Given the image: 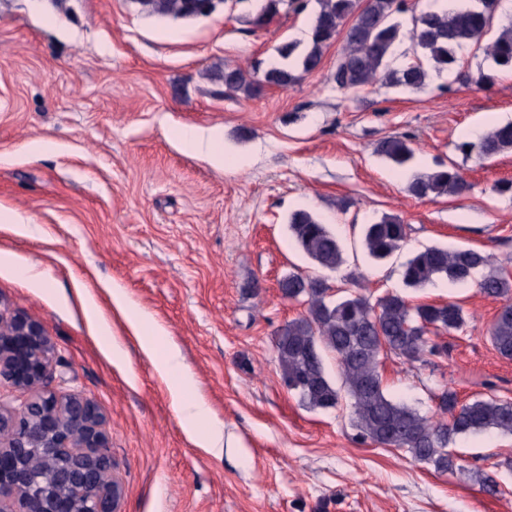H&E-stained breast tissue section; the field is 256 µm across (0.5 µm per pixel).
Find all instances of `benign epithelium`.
I'll return each instance as SVG.
<instances>
[{"label": "benign epithelium", "mask_w": 512, "mask_h": 512, "mask_svg": "<svg viewBox=\"0 0 512 512\" xmlns=\"http://www.w3.org/2000/svg\"><path fill=\"white\" fill-rule=\"evenodd\" d=\"M57 365L44 322L0 311V389L20 393L17 405H0V512H118L122 486L104 415L61 389Z\"/></svg>", "instance_id": "obj_1"}]
</instances>
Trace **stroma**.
I'll list each match as a JSON object with an SVG mask.
<instances>
[{"label":"stroma","mask_w":512,"mask_h":512,"mask_svg":"<svg viewBox=\"0 0 512 512\" xmlns=\"http://www.w3.org/2000/svg\"><path fill=\"white\" fill-rule=\"evenodd\" d=\"M248 0L208 16L149 14L137 0H0V309L46 322L62 387L105 416L124 494L120 512H512V435L456 438L461 469L440 474L391 447L360 441L349 406L312 409L285 386L274 336L305 307L282 298L292 272L375 299L456 302L463 331L419 367L383 360L387 393L422 414L448 386L460 400L512 399V360L493 347L502 299L475 283L405 288L402 265L427 246L473 247L512 272V153L481 162L457 145L512 121V76L465 87L429 72L422 91L336 89L344 49L289 88L218 97L215 73L271 62L304 38L310 13L253 28ZM184 130L216 134L186 148ZM407 137L411 169L376 152ZM43 151H33L34 143ZM455 163L470 189L412 196L413 174ZM304 209L339 238L344 265L323 271L288 230ZM411 231L405 251L371 260L361 230L382 215ZM33 265L40 283L21 270ZM120 291L181 352L189 394L222 431L214 454L188 431L169 382L113 309ZM491 475L496 494L484 491Z\"/></svg>","instance_id":"1"}]
</instances>
